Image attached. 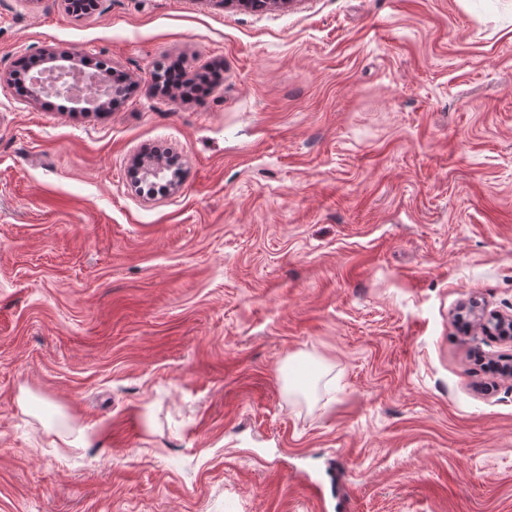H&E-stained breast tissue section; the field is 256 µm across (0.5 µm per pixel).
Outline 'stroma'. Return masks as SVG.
<instances>
[{
	"label": "stroma",
	"instance_id": "stroma-1",
	"mask_svg": "<svg viewBox=\"0 0 512 512\" xmlns=\"http://www.w3.org/2000/svg\"><path fill=\"white\" fill-rule=\"evenodd\" d=\"M48 52L136 88L17 92ZM472 298L512 314V0H0V512H512Z\"/></svg>",
	"mask_w": 512,
	"mask_h": 512
}]
</instances>
